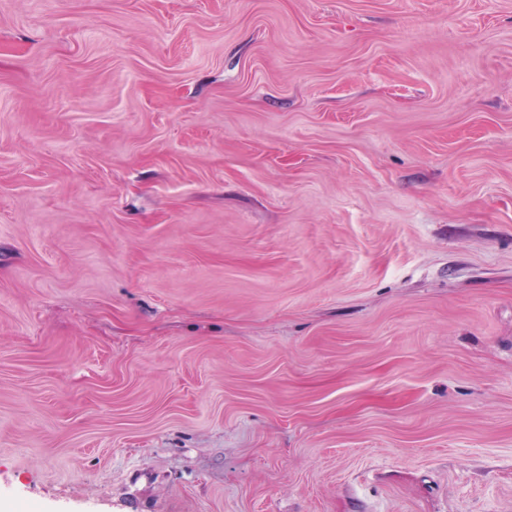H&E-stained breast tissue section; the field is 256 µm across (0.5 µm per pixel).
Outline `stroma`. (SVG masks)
Masks as SVG:
<instances>
[{
    "instance_id": "1",
    "label": "stroma",
    "mask_w": 512,
    "mask_h": 512,
    "mask_svg": "<svg viewBox=\"0 0 512 512\" xmlns=\"http://www.w3.org/2000/svg\"><path fill=\"white\" fill-rule=\"evenodd\" d=\"M512 512V0H0V512Z\"/></svg>"
}]
</instances>
